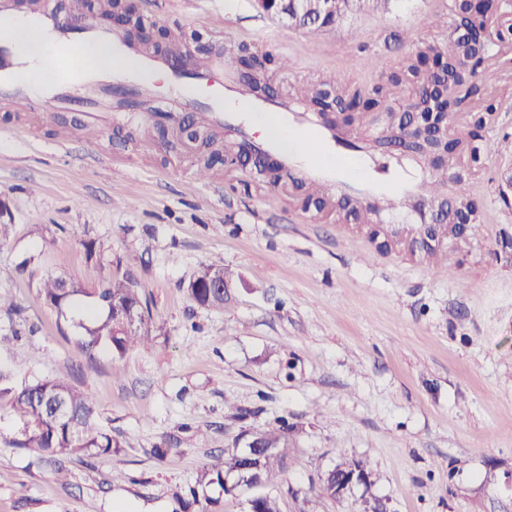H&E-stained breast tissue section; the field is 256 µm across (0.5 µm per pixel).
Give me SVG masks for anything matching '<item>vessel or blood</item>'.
<instances>
[{
    "mask_svg": "<svg viewBox=\"0 0 512 512\" xmlns=\"http://www.w3.org/2000/svg\"><path fill=\"white\" fill-rule=\"evenodd\" d=\"M70 16L81 22L80 28L62 25L53 0H0V106L30 113L44 109L45 100L61 107H78L86 130L109 137L116 120L124 119L142 124L164 121L177 124L179 115L172 112L169 102L154 98L151 78L166 72L178 89L182 106L204 104L207 119L216 125H228L240 130L236 117L225 110V101L234 97L235 90L224 81V60L214 56L209 64L206 82L195 77H183L169 70L164 56L141 52L125 37L115 33L107 21L87 8L86 0H70ZM23 28L28 39L35 43L55 45L67 53L66 58L53 60L43 67L39 90H32L23 75L25 57L12 38L15 28ZM105 45L112 51L111 70H102L97 60L81 55L87 45ZM128 82L140 100L154 99L152 111H137L134 103L120 105L112 102V80ZM244 110L263 113L270 132L262 139L243 137L227 141L229 151L241 148L259 149L279 158L282 164L295 163L293 150L284 148L282 132L292 128L300 131L304 146L315 155L335 151L337 139L333 130L323 127L316 116H306L288 109L273 100H254L244 103ZM308 183L317 190L348 188L343 173L336 168L311 162L304 167ZM436 178L431 173L413 176L400 170L392 184L383 185L370 179L362 180L359 194L366 206H378L384 213L400 212L403 203L427 200L432 196Z\"/></svg>",
    "mask_w": 512,
    "mask_h": 512,
    "instance_id": "obj_1",
    "label": "vessel or blood"
}]
</instances>
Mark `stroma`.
<instances>
[{
  "label": "stroma",
  "instance_id": "obj_1",
  "mask_svg": "<svg viewBox=\"0 0 512 512\" xmlns=\"http://www.w3.org/2000/svg\"><path fill=\"white\" fill-rule=\"evenodd\" d=\"M161 45L263 59L283 103L299 82L372 85L405 56L448 43L427 25L448 0H383L319 29H292L251 0H134ZM26 113L0 108V197L14 229L0 244V384L67 376L94 397L118 453L52 465L16 447L22 422L0 403V512H171L211 456L275 419L296 428L292 459L260 490L282 512H512V96L485 136L472 193L488 222L471 248L421 263L382 253L366 229L305 204L299 171L268 186L253 167L216 164L180 127H120L87 139L72 110L49 109L37 138ZM95 255H88V246ZM205 265L240 280L221 310L186 287ZM130 272L162 320L153 341L113 359L37 301L47 275L96 287ZM246 409L234 418L232 406ZM180 438L165 459L152 448ZM371 485L341 499L309 488L342 456Z\"/></svg>",
  "mask_w": 512,
  "mask_h": 512
}]
</instances>
